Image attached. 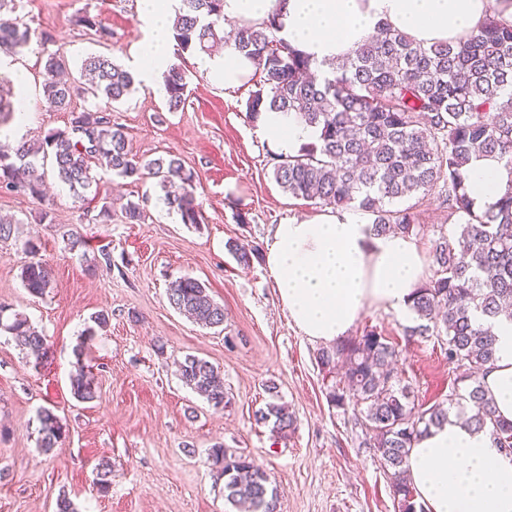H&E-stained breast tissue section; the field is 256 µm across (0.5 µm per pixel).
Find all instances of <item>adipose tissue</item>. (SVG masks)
I'll list each match as a JSON object with an SVG mask.
<instances>
[{
    "instance_id": "1",
    "label": "adipose tissue",
    "mask_w": 512,
    "mask_h": 512,
    "mask_svg": "<svg viewBox=\"0 0 512 512\" xmlns=\"http://www.w3.org/2000/svg\"><path fill=\"white\" fill-rule=\"evenodd\" d=\"M178 0H139L150 33L141 46L148 66L140 72L152 90L162 87L170 65L167 20ZM280 14V32L320 68L354 53L378 25L404 32L423 46L476 32L489 14L512 25V0H224L225 19L258 23ZM208 78L234 88L252 74L253 62L234 49L196 59ZM258 133L278 154H297L319 136L295 116L262 112ZM476 207L495 203L512 187V173L497 159L469 166ZM278 299L291 323L308 338L333 343L375 304L408 312L422 282L426 257L419 240L403 234L373 235L354 211L324 213L278 224L265 253ZM497 362L485 376L496 413L512 420V322L496 321ZM407 468L425 512H512V455L489 432L457 417L430 428L411 448Z\"/></svg>"
}]
</instances>
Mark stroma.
Returning a JSON list of instances; mask_svg holds the SVG:
<instances>
[{"mask_svg":"<svg viewBox=\"0 0 512 512\" xmlns=\"http://www.w3.org/2000/svg\"><path fill=\"white\" fill-rule=\"evenodd\" d=\"M100 15L112 33L101 39L81 25ZM55 37L72 70L90 54H103L138 72L137 44L145 38L137 0H15L0 13ZM190 53H172L188 74L183 110L169 111L165 95L138 85L113 104V124L124 127L137 158L179 157L198 175L195 195L204 221L182 223L151 184L95 169L98 197L80 201L54 171L45 194L0 190V217L16 219L11 239L0 241V303L23 313L45 333V365L29 364L8 334H0V512H55L67 495L80 512H235L224 498V477L208 459L217 443L262 465L280 491L278 512H397L390 483L352 412L326 398L331 380L316 363L319 342L294 327L282 308L265 261L242 267L227 241L267 246L273 225L320 212L313 202L284 192L272 175L273 151L247 117L256 76L239 87L216 85ZM28 77L29 121L1 128L14 138H40L68 126L71 111L93 107L83 95L70 112L50 110L42 92L44 55L30 46L14 57ZM111 200V223L97 219ZM141 203L146 218L125 222L120 209ZM82 243L69 247L67 236ZM42 240L41 257L54 286L43 297L23 287L20 248ZM112 252L111 269L89 271L93 254ZM188 274L204 283L224 308L222 333L197 325L169 304L171 280ZM107 312L106 328L87 342L100 396L77 401L70 387L74 348L90 316ZM412 314L370 307L349 333L376 328L399 353L398 364L415 388V407L447 401L454 368L434 336L409 337ZM192 354L221 370L229 404L213 409L183 385L174 359ZM275 384L296 419L288 437L273 436L255 413ZM52 408L64 438L54 454L38 449V411ZM112 467L109 492H99L101 465Z\"/></svg>","mask_w":512,"mask_h":512,"instance_id":"stroma-1","label":"stroma"}]
</instances>
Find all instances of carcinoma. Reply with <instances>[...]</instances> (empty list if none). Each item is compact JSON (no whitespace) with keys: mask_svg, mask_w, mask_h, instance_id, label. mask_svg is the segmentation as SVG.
I'll use <instances>...</instances> for the list:
<instances>
[{"mask_svg":"<svg viewBox=\"0 0 512 512\" xmlns=\"http://www.w3.org/2000/svg\"><path fill=\"white\" fill-rule=\"evenodd\" d=\"M224 21V0H180L172 36L183 53L205 51L217 41ZM84 27L102 39L111 32L99 16L85 15ZM282 22L272 16L260 24L234 29L224 46L252 59L259 80L247 102L248 118L264 110L296 114L320 131L316 142L295 156L278 155L273 166L276 183L296 198L358 211L373 234H410L422 230L423 206L434 199L447 218L459 224L453 242L443 231L430 240L433 274L412 297L415 325L408 336L445 337L448 362L464 369L457 377L465 393L450 402L468 414L477 430H488L497 447L512 454V421L496 417L484 375L494 366L497 339L492 322L512 320V188L495 204L475 210L467 182V165L474 155L497 158L512 170V26L496 15L486 18L479 33L424 47L404 33L383 26L348 61L330 64V74L317 82L308 57L279 36ZM53 42L16 19L0 22V53L19 54L32 41ZM68 60L58 51L47 54L43 94L49 108L68 109L77 94L100 99L104 105L71 112L70 126L30 142L23 138L0 143V188L42 195L43 168L52 162L57 178L76 198L85 199L101 167L122 179H152L169 209L184 224H198L203 215L194 195L196 174L178 157L138 160L122 127L107 111L135 91V76L112 58L91 55L81 64L84 82L63 78ZM170 111L187 100V72L173 66L163 74ZM81 127L86 136L75 134ZM41 240L26 239L21 267L23 287L41 297L52 288V274L40 258ZM235 261L248 266L260 258L258 248L227 243ZM170 305L207 328L224 325V307L207 287L189 274L169 283ZM0 304V332L13 337L26 355L43 363L47 336L26 316ZM84 342L75 347L77 369L71 375L75 398H97L93 373L82 363ZM319 368L332 378L326 397L331 406L354 412L360 427L374 433L373 448L387 472L398 512H425L416 501L406 463L418 437L448 420V407L437 403L415 408L412 384L396 368L398 352L375 329L344 339L316 354ZM180 381L216 410L229 401L221 371L209 361L187 354L175 361ZM280 438L288 437L295 419L285 406L269 402L255 414ZM39 448L53 452L64 430L54 410L38 414ZM208 458L224 475V496L245 512H277L280 493L263 466L224 445L210 448Z\"/></svg>","mask_w":512,"mask_h":512,"instance_id":"carcinoma-1","label":"carcinoma"}]
</instances>
